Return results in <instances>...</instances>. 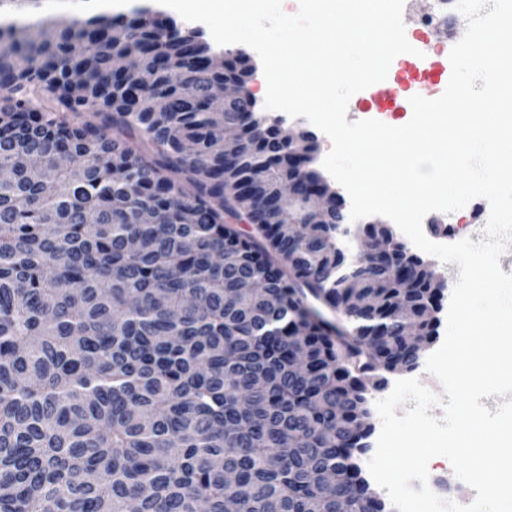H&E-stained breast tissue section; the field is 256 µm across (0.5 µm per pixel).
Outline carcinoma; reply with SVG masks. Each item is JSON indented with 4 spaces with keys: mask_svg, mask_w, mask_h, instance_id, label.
Returning a JSON list of instances; mask_svg holds the SVG:
<instances>
[{
    "mask_svg": "<svg viewBox=\"0 0 512 512\" xmlns=\"http://www.w3.org/2000/svg\"><path fill=\"white\" fill-rule=\"evenodd\" d=\"M41 2L0 0V512H387L370 401L445 281L313 222L317 137L258 113L247 54Z\"/></svg>",
    "mask_w": 512,
    "mask_h": 512,
    "instance_id": "1",
    "label": "carcinoma"
}]
</instances>
